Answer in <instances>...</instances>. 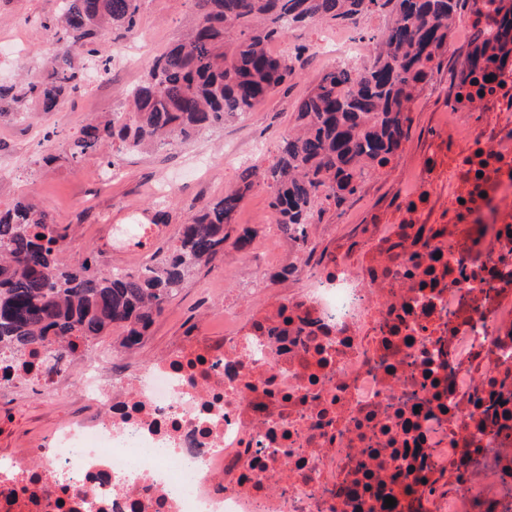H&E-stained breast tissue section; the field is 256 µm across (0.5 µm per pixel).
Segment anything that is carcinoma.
Returning a JSON list of instances; mask_svg holds the SVG:
<instances>
[{"label":"carcinoma","instance_id":"cac0c4a2","mask_svg":"<svg viewBox=\"0 0 512 512\" xmlns=\"http://www.w3.org/2000/svg\"><path fill=\"white\" fill-rule=\"evenodd\" d=\"M469 0H195L197 25L157 53L142 81L127 92L128 107L92 121L70 148L78 160L106 142L125 151L184 143L204 130L245 117L295 76L287 56L268 44L297 23L327 21L354 28L372 13L390 18L376 38L370 66L325 72L298 103L301 129L285 138L263 171L203 206L167 254L121 274L101 270L94 255L62 257L68 227L18 199L0 207V347L22 352L60 349L70 338L85 347L122 330L119 345L137 346L194 269L224 253L234 222L255 184L269 190L279 230L299 245L321 194L341 205L363 178L388 166L407 139L410 103L448 53L450 24ZM493 27L475 34L456 86L476 84L497 60L512 58V0H481ZM141 0H62L51 25L62 33L45 76L0 85V119L32 120L56 111L84 88L87 63L117 28L138 30Z\"/></svg>","mask_w":512,"mask_h":512}]
</instances>
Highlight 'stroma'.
<instances>
[{
	"label": "stroma",
	"instance_id": "obj_1",
	"mask_svg": "<svg viewBox=\"0 0 512 512\" xmlns=\"http://www.w3.org/2000/svg\"><path fill=\"white\" fill-rule=\"evenodd\" d=\"M60 4L61 0H0V44L15 46L11 57L0 59V84L44 72L59 46L55 29L47 22L58 14ZM196 20L193 0H142L135 37L108 34L101 56L108 59L109 67L97 88L82 91L59 111L33 122L0 121V205L24 197L48 211L56 223L68 226L65 259L91 252L100 267L120 264L133 271L169 248L182 224L236 186L247 167H264L272 161L280 142L297 127L299 101L324 72L335 67L334 59L317 47L322 34H336L335 24L292 27L270 50L276 54L284 49L295 56L296 75L247 118L156 151L127 152L106 144L97 154L72 161L70 146L87 121L125 108L126 90L143 78L144 66L126 61L132 41L147 42L156 54L182 39ZM468 51L463 44L442 57L414 100L408 138L390 165L367 175L343 205L319 199L308 226L309 239L319 249L331 251L363 225L394 213L407 172L422 163L440 133L438 115L451 103L450 88ZM48 154L55 160L47 165L43 158ZM108 159L114 161L118 174L103 186L95 173ZM164 182L175 183L178 190L162 200L155 188ZM102 215L113 224H160L164 233L136 260L123 263L114 255L111 235L101 231ZM246 228L256 230L257 236L249 250L241 251L232 240ZM227 231L231 240L223 256L184 282L141 344L131 350L132 358L145 363L163 355L197 314L203 288L211 290L212 309L237 307L247 316L273 310L279 301L302 296L311 288L306 273L276 275L288 264H299L300 255L279 231L265 187H254ZM69 409L66 403L46 405L27 392L20 393L16 402L0 404V452H20Z\"/></svg>",
	"mask_w": 512,
	"mask_h": 512
}]
</instances>
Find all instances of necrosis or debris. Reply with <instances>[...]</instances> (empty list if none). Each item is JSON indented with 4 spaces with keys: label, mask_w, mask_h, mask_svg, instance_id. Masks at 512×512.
I'll use <instances>...</instances> for the list:
<instances>
[{
    "label": "necrosis or debris",
    "mask_w": 512,
    "mask_h": 512,
    "mask_svg": "<svg viewBox=\"0 0 512 512\" xmlns=\"http://www.w3.org/2000/svg\"><path fill=\"white\" fill-rule=\"evenodd\" d=\"M472 104L399 220L273 314L219 311L144 365L0 351V389L57 403L76 381L84 406L0 455V512H512V73Z\"/></svg>",
    "instance_id": "1"
}]
</instances>
